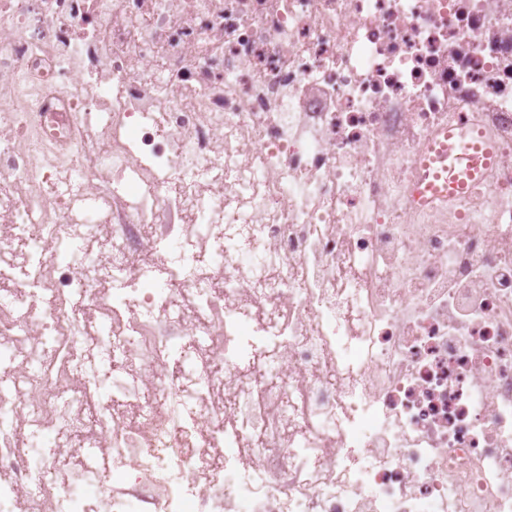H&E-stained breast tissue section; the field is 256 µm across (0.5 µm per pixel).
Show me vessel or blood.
Segmentation results:
<instances>
[{
	"label": "vessel or blood",
	"instance_id": "1",
	"mask_svg": "<svg viewBox=\"0 0 512 512\" xmlns=\"http://www.w3.org/2000/svg\"><path fill=\"white\" fill-rule=\"evenodd\" d=\"M496 161L492 143L471 138L467 131L448 128L438 142L433 160L423 161L411 190L413 205L425 206L467 196L486 180Z\"/></svg>",
	"mask_w": 512,
	"mask_h": 512
}]
</instances>
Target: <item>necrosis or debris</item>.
<instances>
[{"label": "necrosis or debris", "instance_id": "1", "mask_svg": "<svg viewBox=\"0 0 512 512\" xmlns=\"http://www.w3.org/2000/svg\"><path fill=\"white\" fill-rule=\"evenodd\" d=\"M0 280V512H512V0H0ZM435 156L421 164L417 182L411 189V203L425 206L436 201L459 199L467 196L471 189L486 182L487 171L495 164L496 152L487 140H475L467 131H457L453 126L442 133L437 143ZM440 163L447 176L430 177L432 163ZM96 397L88 398V405L85 409L86 427L81 433L71 436V439L66 441L64 447L60 448L62 453L70 455L73 458H83L85 454L92 455L97 453L99 456L103 448H93V443L96 439L97 433L93 430L92 424L95 416L94 402ZM90 452H93L90 454Z\"/></svg>", "mask_w": 512, "mask_h": 512}]
</instances>
